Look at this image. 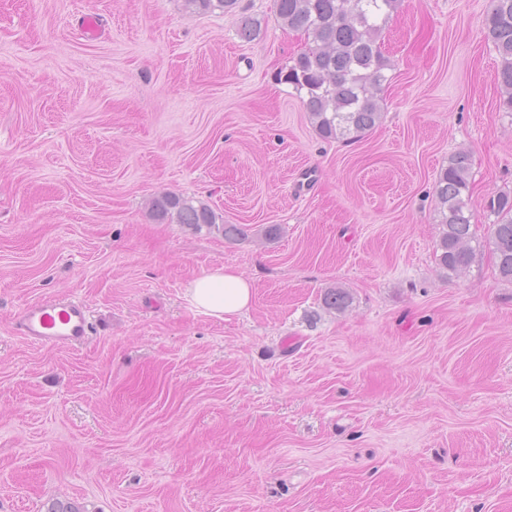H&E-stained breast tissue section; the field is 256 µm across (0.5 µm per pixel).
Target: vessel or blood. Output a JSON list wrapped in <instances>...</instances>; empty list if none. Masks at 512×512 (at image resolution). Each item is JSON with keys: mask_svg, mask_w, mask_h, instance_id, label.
<instances>
[{"mask_svg": "<svg viewBox=\"0 0 512 512\" xmlns=\"http://www.w3.org/2000/svg\"><path fill=\"white\" fill-rule=\"evenodd\" d=\"M17 329L36 343L67 347L86 341L91 324L82 302L49 298L25 305L18 313Z\"/></svg>", "mask_w": 512, "mask_h": 512, "instance_id": "1", "label": "vessel or blood"}]
</instances>
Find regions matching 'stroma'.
I'll use <instances>...</instances> for the list:
<instances>
[{"instance_id":"35a3bbf8","label":"stroma","mask_w":512,"mask_h":512,"mask_svg":"<svg viewBox=\"0 0 512 512\" xmlns=\"http://www.w3.org/2000/svg\"><path fill=\"white\" fill-rule=\"evenodd\" d=\"M489 5L401 0L348 142L276 81L306 39L273 0H0V512H512V285L435 258L453 152L477 235L512 191ZM170 192L246 238L157 221ZM219 266L254 288L227 320L185 296ZM70 296L86 343L17 333ZM185 8L194 13H209L216 10L222 13L234 12L238 0H184Z\"/></svg>"}]
</instances>
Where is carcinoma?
<instances>
[{
    "label": "carcinoma",
    "mask_w": 512,
    "mask_h": 512,
    "mask_svg": "<svg viewBox=\"0 0 512 512\" xmlns=\"http://www.w3.org/2000/svg\"><path fill=\"white\" fill-rule=\"evenodd\" d=\"M194 13L219 10L231 13L238 0H184ZM401 0H273L280 25L300 32L308 47L292 64L276 74L277 82L305 94L304 105L315 129L324 139L353 140L380 122L381 92L389 82L391 64L379 38ZM240 37L251 41L261 33L260 23L241 19ZM484 38L491 42L500 60L501 95L498 108L512 112V0H490ZM471 154L457 151L438 171L434 182L436 213L442 231L437 242L441 268L456 274L469 268L477 252L486 250L494 258L500 280L512 283V193L501 192L489 199L487 209L495 216L487 234L478 239L469 207ZM156 220L199 227L206 224L224 233L226 239L246 235L238 224H226L210 206L168 193L152 203ZM324 304L337 311L347 308L350 294L329 288Z\"/></svg>",
    "instance_id": "cac0c4a2"
}]
</instances>
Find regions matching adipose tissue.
I'll return each instance as SVG.
<instances>
[{"mask_svg": "<svg viewBox=\"0 0 512 512\" xmlns=\"http://www.w3.org/2000/svg\"><path fill=\"white\" fill-rule=\"evenodd\" d=\"M189 302L200 312L227 320L248 308L252 284L236 270L218 267L195 278L186 289Z\"/></svg>", "mask_w": 512, "mask_h": 512, "instance_id": "ef3b65f1", "label": "adipose tissue"}]
</instances>
